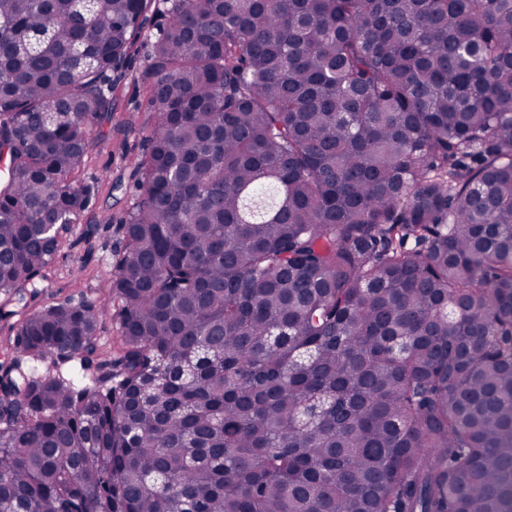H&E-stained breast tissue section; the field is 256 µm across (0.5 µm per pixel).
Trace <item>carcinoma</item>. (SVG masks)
<instances>
[{
	"mask_svg": "<svg viewBox=\"0 0 512 512\" xmlns=\"http://www.w3.org/2000/svg\"><path fill=\"white\" fill-rule=\"evenodd\" d=\"M150 14L107 299L31 311ZM0 322V512H512V0H0Z\"/></svg>",
	"mask_w": 512,
	"mask_h": 512,
	"instance_id": "carcinoma-1",
	"label": "carcinoma"
}]
</instances>
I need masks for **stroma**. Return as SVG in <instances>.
<instances>
[{
  "mask_svg": "<svg viewBox=\"0 0 512 512\" xmlns=\"http://www.w3.org/2000/svg\"><path fill=\"white\" fill-rule=\"evenodd\" d=\"M148 50L145 39L137 42L112 91L109 119L92 128L83 175L96 181L98 192L80 223L93 226L94 233L88 239L76 233L66 239L47 269L43 288L31 301V308L69 297L98 302L107 291L110 269L102 257L123 247L120 220L136 195L132 175L154 115L142 78Z\"/></svg>",
  "mask_w": 512,
  "mask_h": 512,
  "instance_id": "35a3bbf8",
  "label": "stroma"
}]
</instances>
